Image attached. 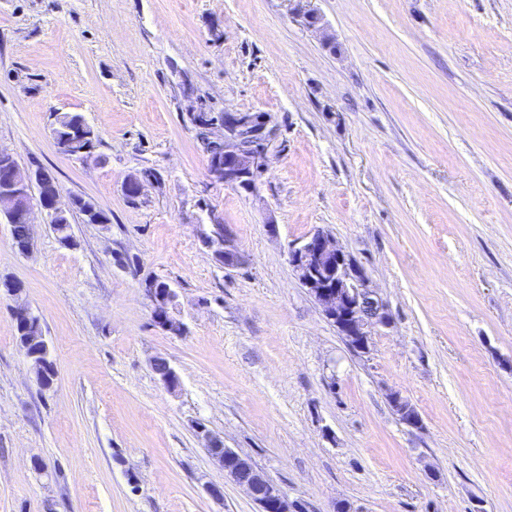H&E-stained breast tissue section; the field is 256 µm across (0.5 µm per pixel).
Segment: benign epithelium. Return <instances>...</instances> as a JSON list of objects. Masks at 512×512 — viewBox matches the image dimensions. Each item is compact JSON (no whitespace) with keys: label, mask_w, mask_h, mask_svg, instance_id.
<instances>
[{"label":"benign epithelium","mask_w":512,"mask_h":512,"mask_svg":"<svg viewBox=\"0 0 512 512\" xmlns=\"http://www.w3.org/2000/svg\"><path fill=\"white\" fill-rule=\"evenodd\" d=\"M297 16L310 30L321 29V17L313 9L300 6ZM190 124L198 131L209 164L210 180L237 191L252 194L266 172V158L273 143L274 129L264 112L224 110V119H216L203 104L188 113ZM58 151L78 160L94 156L96 147L79 135L54 137ZM0 170V212L10 225L11 238L21 241L17 250L27 253L33 246L32 215L38 209L53 224L57 218L72 212L75 199L61 203V190L56 183H46L42 169L21 171L7 151ZM202 245L226 269L244 263V255L224 224H213L200 235ZM289 263L307 288L323 315L331 322L347 346L357 353L369 352L372 330L390 323L387 306L369 287L363 267L344 252L325 230L317 229L289 251ZM389 402L400 420L414 428L420 418L414 407L399 393L389 394ZM206 450L212 461L233 482L242 487L259 512H304L306 506L288 498L281 487L268 478L252 459L233 448L224 447L216 437L205 434Z\"/></svg>","instance_id":"1"}]
</instances>
